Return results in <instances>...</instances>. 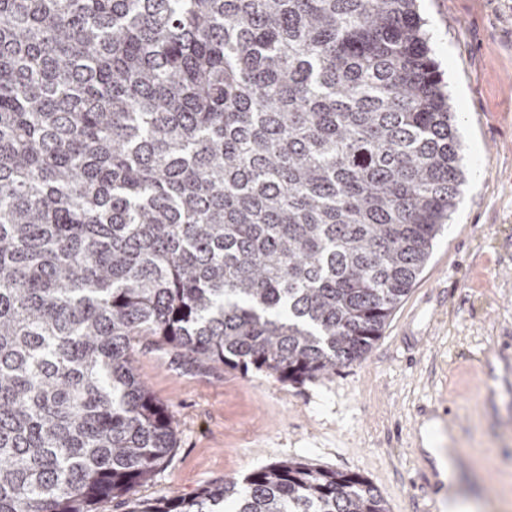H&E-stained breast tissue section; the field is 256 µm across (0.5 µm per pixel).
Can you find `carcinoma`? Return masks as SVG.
Wrapping results in <instances>:
<instances>
[{
  "mask_svg": "<svg viewBox=\"0 0 512 512\" xmlns=\"http://www.w3.org/2000/svg\"><path fill=\"white\" fill-rule=\"evenodd\" d=\"M415 0H0V512H96L175 448L141 340L361 362L464 181ZM129 512H388L281 461Z\"/></svg>",
  "mask_w": 512,
  "mask_h": 512,
  "instance_id": "carcinoma-1",
  "label": "carcinoma"
}]
</instances>
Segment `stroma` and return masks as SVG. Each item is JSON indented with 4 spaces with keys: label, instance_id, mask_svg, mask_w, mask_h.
<instances>
[{
    "label": "stroma",
    "instance_id": "obj_1",
    "mask_svg": "<svg viewBox=\"0 0 512 512\" xmlns=\"http://www.w3.org/2000/svg\"><path fill=\"white\" fill-rule=\"evenodd\" d=\"M417 7L465 172L425 270L365 359L329 381L199 368L140 346L137 372L173 414L177 446L133 500L188 499L297 459L366 478L389 512H448L453 497L512 512V0ZM431 454L452 464L449 489L425 486Z\"/></svg>",
    "mask_w": 512,
    "mask_h": 512
}]
</instances>
